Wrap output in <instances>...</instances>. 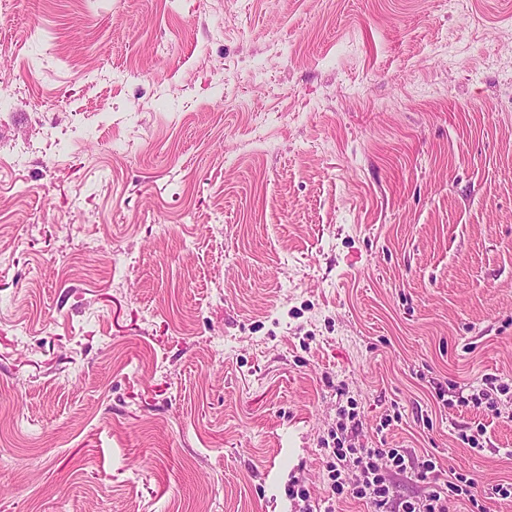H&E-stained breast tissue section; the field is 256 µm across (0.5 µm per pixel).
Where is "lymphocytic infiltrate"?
<instances>
[{
    "label": "lymphocytic infiltrate",
    "instance_id": "lymphocytic-infiltrate-1",
    "mask_svg": "<svg viewBox=\"0 0 512 512\" xmlns=\"http://www.w3.org/2000/svg\"><path fill=\"white\" fill-rule=\"evenodd\" d=\"M361 425L357 409L341 410L333 444L323 451L329 480L323 512H336L337 501L347 498L366 501L373 512H449L451 501L475 502L474 478L458 473L441 484L430 482L429 477L437 468L430 459L421 461L415 471L418 480L430 483L426 495L417 500L396 497L390 476L407 471L406 456L398 448L356 447L348 434Z\"/></svg>",
    "mask_w": 512,
    "mask_h": 512
}]
</instances>
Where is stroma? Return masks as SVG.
<instances>
[{
	"mask_svg": "<svg viewBox=\"0 0 512 512\" xmlns=\"http://www.w3.org/2000/svg\"><path fill=\"white\" fill-rule=\"evenodd\" d=\"M0 157V512L512 482V0H5ZM498 381L497 377H487L484 380L483 385L480 390H476L477 392H472L471 394H467V396L463 395L464 390L458 392V395H454L452 398H445L446 390L442 385L438 387H434L435 390V400L438 404H442L444 408L453 409V408H473L480 409L483 408L484 411L488 410L489 412L498 414V401L496 397H493L494 390L496 392H506L507 388L505 386L499 385L497 387L496 382ZM350 409L340 411V419L336 424L333 437V448H322V456L326 458V470L329 480V495L324 499L328 503L321 510L320 504L311 505V496L304 486H295L290 490L292 500L300 506L298 512H335L337 501L347 498L365 500L374 512H449L451 500H465L479 511L474 490L477 483L474 478L462 473H452V480L442 485L428 482L429 489L423 498L397 499L391 482L392 473H406L408 457L401 448H357L348 439V430L352 433L363 426L357 406L350 403ZM340 435V436H339ZM352 474V476H350ZM353 474L355 477H353ZM303 502V506L299 504Z\"/></svg>",
	"mask_w": 512,
	"mask_h": 512,
	"instance_id": "1",
	"label": "stroma"
}]
</instances>
